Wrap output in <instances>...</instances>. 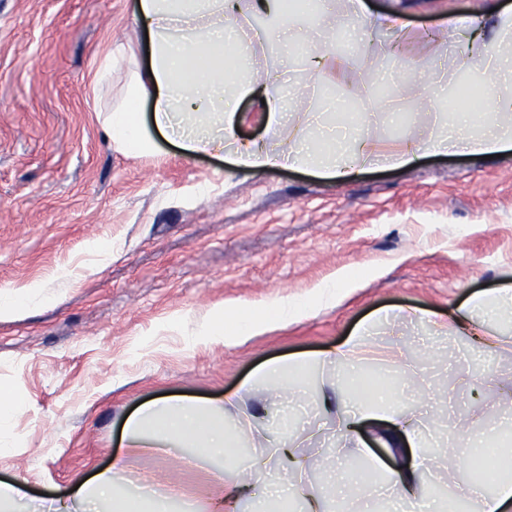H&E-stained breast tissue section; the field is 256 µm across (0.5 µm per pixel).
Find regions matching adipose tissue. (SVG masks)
<instances>
[{"mask_svg": "<svg viewBox=\"0 0 512 512\" xmlns=\"http://www.w3.org/2000/svg\"><path fill=\"white\" fill-rule=\"evenodd\" d=\"M259 15L265 17V26L246 30L248 19ZM132 18L149 33V68L137 64L127 46H110L102 52L91 79L93 87H100L115 67L129 66L123 103L103 119L113 144L122 152H154L157 135L170 133L188 157L225 151L238 167L254 173L288 166L348 179L375 163L409 165L424 153L454 150L493 155L512 147V96L496 94L477 108L448 111L422 142L388 153L368 134L346 133L342 150L336 152L328 144L335 133L334 113L287 109L268 81L239 75L228 65L224 38L228 32L236 33L241 44L264 48L277 43L284 54L311 41L315 47L303 57L300 73L304 86L313 87L336 59L335 0H315L308 16L287 9L285 0H137ZM452 26L459 38L473 45L459 61V69L476 74L482 85L512 75V11L498 14L494 34L486 43L480 40L481 18L456 20ZM243 97L263 101L266 132L277 139L276 147L238 141L237 115L230 106ZM144 99L151 102L146 124L134 110ZM310 312V307L287 300L271 304L260 314L246 315L240 307L227 305L216 319L203 321L198 333L230 346L240 335L262 333ZM506 317L512 318V286L473 296L458 309L453 323L485 349L512 353V336L494 329ZM371 329V323H364L344 343L314 355L270 360L220 403L165 398L143 404L125 419L123 441L131 448L164 453L188 448L192 460L217 458L235 464L245 459L239 442L247 440L254 450L245 459L248 476L235 488L220 489L214 512H236L240 491L261 482L271 466L278 467V479L265 487L257 512H330L334 504L346 512H393L396 503L417 499L428 503L429 512H447L448 502L460 498L469 503L470 512H507L512 507V448L501 449L499 464L491 472L476 471L469 451L485 447L486 442L462 427L449 433L443 460L427 457L420 414L402 408L404 383L376 380L365 368ZM336 365L342 369L338 386H321L320 370ZM303 397L322 427L346 435L366 418L387 420L382 444L387 448L407 444L412 464L387 469L367 449L351 451L341 444L330 451L321 488L308 489L309 471L294 442L313 438L316 429H298L286 409ZM438 467L448 474L462 469L469 473L444 499L422 487L421 469ZM48 512H165V504L141 492L116 462L66 490Z\"/></svg>", "mask_w": 512, "mask_h": 512, "instance_id": "ef3b65f1", "label": "adipose tissue"}]
</instances>
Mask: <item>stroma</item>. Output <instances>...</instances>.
Masks as SVG:
<instances>
[{
	"label": "stroma",
	"mask_w": 512,
	"mask_h": 512,
	"mask_svg": "<svg viewBox=\"0 0 512 512\" xmlns=\"http://www.w3.org/2000/svg\"><path fill=\"white\" fill-rule=\"evenodd\" d=\"M368 17L398 21L399 53L349 22L357 43L318 92L298 93L299 57L241 47L245 63L291 105L322 108L324 94L364 111L383 147L425 138L436 118L442 67L467 46L452 16L494 19L512 0H364ZM133 0H0V299L40 287L38 306L0 316V389L17 401L0 480L51 498L123 460L157 491L176 487L206 512L215 466L183 465L152 448H127L120 428L140 404L170 395L218 402L267 360L315 354L348 339L367 317L397 318L373 334L374 359L401 345L419 356L413 406L474 432L512 405V354L473 348L413 312L448 316L472 295L512 284V149L425 156L348 181L308 171L253 173L227 155L119 151L96 114L118 97L117 72L100 92L91 76L108 42L147 63ZM416 82L415 111L383 80ZM353 283L315 308L338 270ZM274 297L313 314L227 347L193 336L218 305L265 309Z\"/></svg>",
	"instance_id": "35a3bbf8"
}]
</instances>
